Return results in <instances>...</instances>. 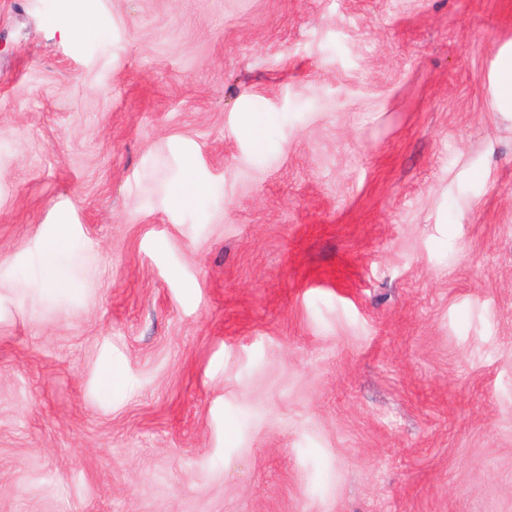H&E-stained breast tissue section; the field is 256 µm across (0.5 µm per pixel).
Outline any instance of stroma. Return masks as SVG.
Here are the masks:
<instances>
[{
    "label": "stroma",
    "instance_id": "1",
    "mask_svg": "<svg viewBox=\"0 0 512 512\" xmlns=\"http://www.w3.org/2000/svg\"><path fill=\"white\" fill-rule=\"evenodd\" d=\"M82 4L0 0V512H512V0ZM60 11L68 17L71 25L63 30L66 38H79L89 32L93 26V19L80 9V0H60ZM495 92L500 108L512 112V54L501 58Z\"/></svg>",
    "mask_w": 512,
    "mask_h": 512
}]
</instances>
